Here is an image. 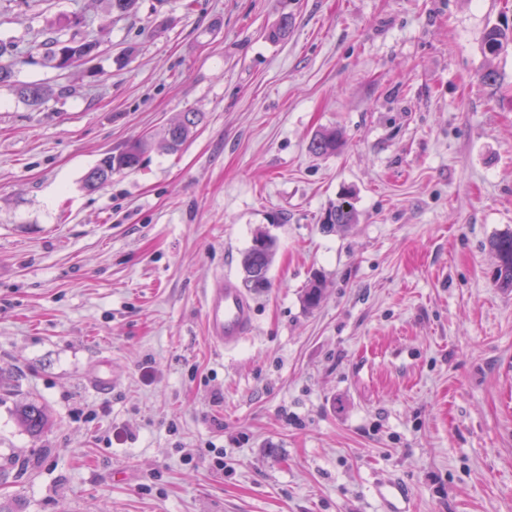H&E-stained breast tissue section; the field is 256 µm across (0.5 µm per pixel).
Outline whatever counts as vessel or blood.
Instances as JSON below:
<instances>
[{
    "mask_svg": "<svg viewBox=\"0 0 512 512\" xmlns=\"http://www.w3.org/2000/svg\"><path fill=\"white\" fill-rule=\"evenodd\" d=\"M203 315L208 339L220 350L240 345L254 328V305L237 282L227 276L215 280L206 289ZM378 495L384 512H408V496L397 482L381 484Z\"/></svg>",
    "mask_w": 512,
    "mask_h": 512,
    "instance_id": "b4317fda",
    "label": "vessel or blood"
}]
</instances>
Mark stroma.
<instances>
[{"mask_svg": "<svg viewBox=\"0 0 512 512\" xmlns=\"http://www.w3.org/2000/svg\"><path fill=\"white\" fill-rule=\"evenodd\" d=\"M62 15L98 56L20 66L36 108L0 86V512H383L388 481L412 512H512V44L484 48L512 0H0V39L37 52ZM189 111L181 151L85 190ZM345 193L356 224L322 232ZM260 229L254 332L215 350L203 292ZM343 144L341 132L336 129H323L315 134L310 142V150L319 155L335 154ZM153 141L148 135L139 136L117 152H107L87 173L85 188L95 191L112 178V174L136 168L142 157L152 148ZM489 245L499 263L497 281L500 288H512V232L507 230L497 234ZM19 424L32 435H38L48 425V414L41 404L28 403L24 405L18 412Z\"/></svg>", "mask_w": 512, "mask_h": 512, "instance_id": "obj_1", "label": "stroma"}]
</instances>
